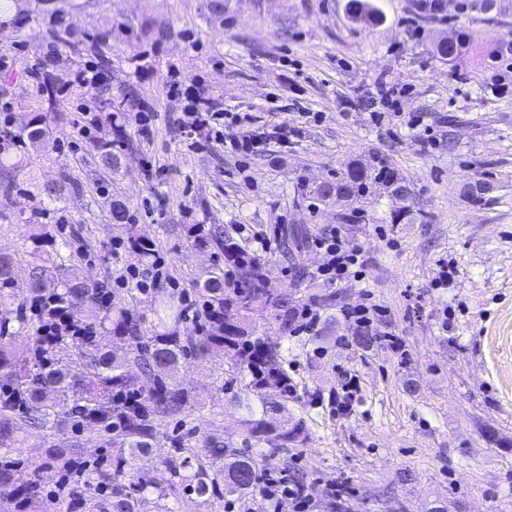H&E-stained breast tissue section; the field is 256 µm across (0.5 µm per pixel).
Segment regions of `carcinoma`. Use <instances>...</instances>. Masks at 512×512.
Listing matches in <instances>:
<instances>
[{
  "mask_svg": "<svg viewBox=\"0 0 512 512\" xmlns=\"http://www.w3.org/2000/svg\"><path fill=\"white\" fill-rule=\"evenodd\" d=\"M49 19L53 40L70 47L87 44L100 56L103 65L110 58L111 32L81 33L65 25L71 10H78L89 0H40ZM347 10L355 21L379 22L381 15L371 0H348ZM58 78L47 77L39 88L46 111L14 125L15 136L35 149L52 146L69 123L65 111L57 107ZM113 139L95 140L97 165L107 176L118 171L135 154L123 126L112 128ZM28 165L18 150L0 147V185L17 186ZM383 179L391 196L400 199L406 188L401 179L372 174L362 165H353L334 179L315 186L303 184L301 195L320 203L361 196L368 182ZM78 184L65 177L47 184L42 198L22 224H43L59 210L66 192ZM110 216L114 224L130 221L126 203L112 200ZM186 235L196 245L213 250L215 258H224L238 270L237 278L227 283L224 267L212 265L195 280L203 297L204 323L197 336H183L179 328L187 319L181 303L168 298L154 311L150 322L134 316L132 310L112 302L107 285L91 281L77 269L63 267L50 258L45 246L68 248L66 241L56 243L40 233L31 237L30 254L36 265L27 299L62 300L73 316L90 329L79 339L65 340L52 350L43 348V320L35 314L17 316L19 328L28 333L31 357L18 361L11 343L14 332L10 319L0 318V495L3 507L38 500L42 493L41 467H32L24 484L15 482L11 470L14 457L22 448L20 433L27 425L53 431L70 424L79 433L88 431L102 448L112 449L108 463L99 464L87 475L103 495L83 501L86 512H177L179 499L193 495L203 504L226 496L245 498L256 492L259 467L246 448H235L221 436L206 439L202 447L182 438L171 440L175 454L163 461L167 477L159 481L150 476L152 448L157 438V422L176 419L185 412L187 400L175 384L181 361L188 357L228 356L244 380L252 401L233 405L245 411L240 420L243 442L256 448H286L307 439L306 423L290 419L275 424L273 416L284 410L283 402L292 391V380L284 367L288 349L282 344L254 335L253 315L261 312L276 325L277 335L286 339L294 331L295 301L288 295L274 294L267 288L263 267L244 259V252L220 224H192ZM127 249L141 262L148 263L155 243L145 233L131 232ZM13 258L0 254V307L18 299L20 287L11 274ZM124 341L128 350L118 359L108 348L106 338ZM143 470L141 481L126 484V471Z\"/></svg>",
  "mask_w": 512,
  "mask_h": 512,
  "instance_id": "1",
  "label": "carcinoma"
}]
</instances>
